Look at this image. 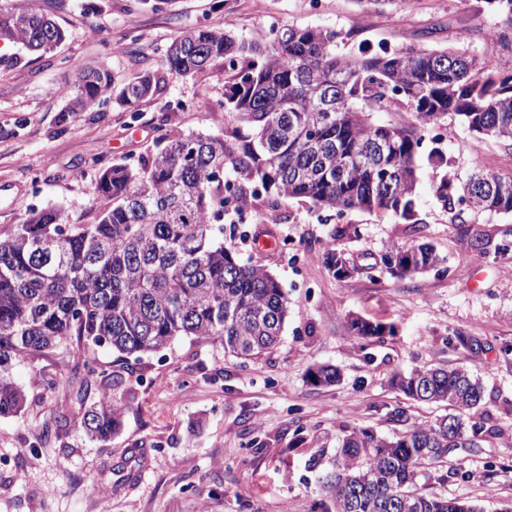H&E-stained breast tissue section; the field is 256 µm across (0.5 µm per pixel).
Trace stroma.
<instances>
[{
  "instance_id": "obj_1",
  "label": "stroma",
  "mask_w": 512,
  "mask_h": 512,
  "mask_svg": "<svg viewBox=\"0 0 512 512\" xmlns=\"http://www.w3.org/2000/svg\"><path fill=\"white\" fill-rule=\"evenodd\" d=\"M33 8L50 15L66 41L45 54L0 49V233L23 223L29 208L52 205L66 222H95L105 202L93 159L134 163L152 152L160 131L223 134L224 91L233 83L223 61L187 77L166 76L136 111L67 117L74 64L105 68L114 88L161 68L181 32L207 26L265 40L279 27L335 30L341 56L362 47L455 46L496 57L512 74V55L485 41V0H399L361 12L355 0H0V11ZM439 146L448 169H421L416 224L361 210L342 218L291 198L274 219L242 224L224 211V244L243 262L263 265L288 296L279 344L239 363L221 345L192 336L143 356L119 389L123 427L108 442L89 441L64 381L76 346L16 364L26 403L0 419V512H326L317 479L329 470L338 438L358 428L380 435L406 422H434L446 406L417 403L390 388L398 372L424 364L467 369L486 394L481 420L493 434L463 457L425 470L427 491L465 497L485 512L512 502V216L479 213L451 220L433 184L500 168L503 144L481 140L445 120ZM428 242L442 267L398 279L382 258L395 245ZM337 249L352 271L336 277L326 262ZM389 326L359 337L351 318ZM332 365L340 380L315 385L311 369ZM59 377L54 391L43 380ZM66 427L44 433L51 416ZM110 490L100 499L98 487Z\"/></svg>"
}]
</instances>
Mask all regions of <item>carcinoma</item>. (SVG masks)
Returning a JSON list of instances; mask_svg holds the SVG:
<instances>
[{"instance_id": "1", "label": "carcinoma", "mask_w": 512, "mask_h": 512, "mask_svg": "<svg viewBox=\"0 0 512 512\" xmlns=\"http://www.w3.org/2000/svg\"><path fill=\"white\" fill-rule=\"evenodd\" d=\"M496 44L512 52V0H486ZM334 30L273 28L255 42L231 31L195 27L168 47L170 73L204 71L216 60L237 63L224 93L228 135H165L134 163H103L98 191L107 206L92 224H68L45 206L0 235V418L21 413L25 394L10 371L63 343L91 345L125 359L157 353L181 336L218 343L240 363L278 341L288 299L263 266L240 262L224 246L227 196L243 203L263 193L300 198L342 217L352 210L415 220L425 133L450 114L469 132L512 147V74L493 78L491 57L457 48L405 47L336 55ZM63 29L37 10L0 16V41L47 52ZM164 78L133 77L113 92L104 69H81L69 90V112H101L116 97L133 107ZM405 103L411 123H375L371 113ZM434 194L453 217L466 212L512 214V167L475 169L458 184L441 177ZM387 268L398 278L427 272L442 259L428 243L390 248ZM358 336L386 327L351 321ZM324 385L338 370L313 372ZM84 406L81 426L105 442L123 426L115 393L122 374L96 382L92 368L71 374ZM391 385L417 402L445 403L448 415L382 436L355 429L338 445L321 481L334 512H483L466 498L433 495L420 473L463 448L483 430L470 424L485 406L484 388L461 367L416 366ZM105 396L84 405L93 385ZM455 431L448 432V423Z\"/></svg>"}]
</instances>
